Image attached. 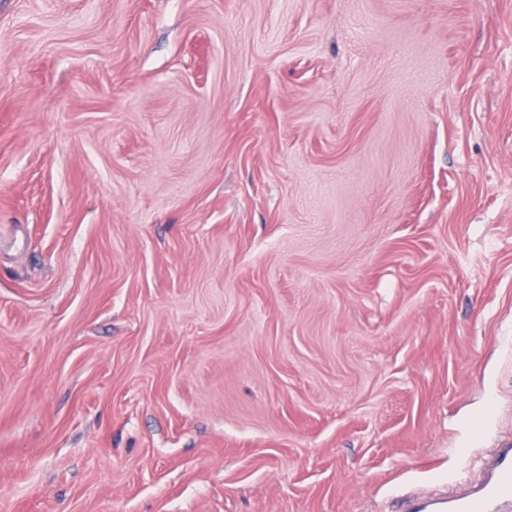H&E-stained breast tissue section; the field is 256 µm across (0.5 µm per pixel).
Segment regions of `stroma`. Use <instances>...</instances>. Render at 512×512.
Masks as SVG:
<instances>
[{
	"label": "stroma",
	"instance_id": "35a3bbf8",
	"mask_svg": "<svg viewBox=\"0 0 512 512\" xmlns=\"http://www.w3.org/2000/svg\"><path fill=\"white\" fill-rule=\"evenodd\" d=\"M512 438V0H0V512H396Z\"/></svg>",
	"mask_w": 512,
	"mask_h": 512
}]
</instances>
